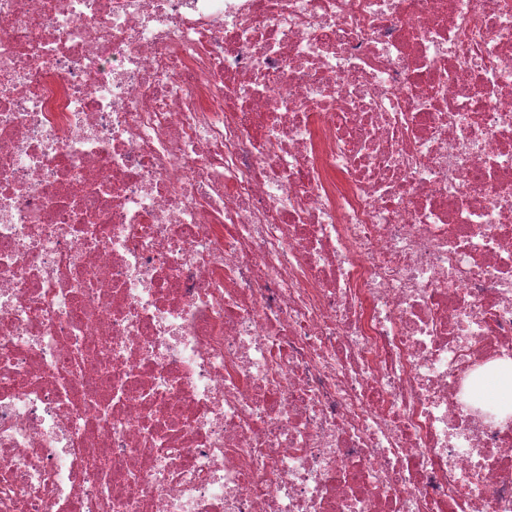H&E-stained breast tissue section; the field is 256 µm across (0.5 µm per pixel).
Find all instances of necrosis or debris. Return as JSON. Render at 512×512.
I'll list each match as a JSON object with an SVG mask.
<instances>
[{
    "instance_id": "4bbe7bcc",
    "label": "necrosis or debris",
    "mask_w": 512,
    "mask_h": 512,
    "mask_svg": "<svg viewBox=\"0 0 512 512\" xmlns=\"http://www.w3.org/2000/svg\"><path fill=\"white\" fill-rule=\"evenodd\" d=\"M512 0H0V512H512ZM488 382H491L489 390L493 392V397L502 398L504 407L512 408V370H503L494 374L483 386V390Z\"/></svg>"
}]
</instances>
